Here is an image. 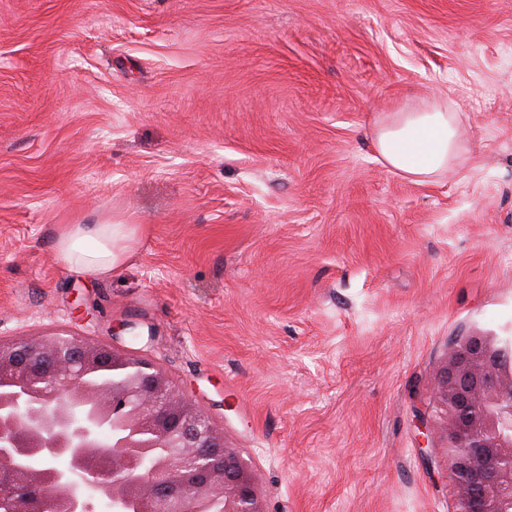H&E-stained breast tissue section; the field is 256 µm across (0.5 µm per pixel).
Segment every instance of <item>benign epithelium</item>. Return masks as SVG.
Segmentation results:
<instances>
[{
  "instance_id": "benign-epithelium-1",
  "label": "benign epithelium",
  "mask_w": 512,
  "mask_h": 512,
  "mask_svg": "<svg viewBox=\"0 0 512 512\" xmlns=\"http://www.w3.org/2000/svg\"><path fill=\"white\" fill-rule=\"evenodd\" d=\"M124 379L110 387L87 376L104 355ZM498 337L451 339L432 404L418 414L421 453L434 469L445 441L453 512H512V374L499 368ZM65 456L63 469L36 459ZM260 475L207 412L153 362L110 342L68 332L0 339V512H265Z\"/></svg>"
}]
</instances>
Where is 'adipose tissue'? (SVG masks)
<instances>
[{
	"label": "adipose tissue",
	"mask_w": 512,
	"mask_h": 512,
	"mask_svg": "<svg viewBox=\"0 0 512 512\" xmlns=\"http://www.w3.org/2000/svg\"><path fill=\"white\" fill-rule=\"evenodd\" d=\"M458 124V113L437 105L397 112L380 126L376 149L391 171L430 184L459 154ZM134 236L130 224H69L56 240V251L65 270L105 277L124 263Z\"/></svg>",
	"instance_id": "1"
}]
</instances>
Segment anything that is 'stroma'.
Segmentation results:
<instances>
[{
	"mask_svg": "<svg viewBox=\"0 0 512 512\" xmlns=\"http://www.w3.org/2000/svg\"><path fill=\"white\" fill-rule=\"evenodd\" d=\"M431 101L463 151L420 185L374 138ZM106 223L124 265L64 271ZM123 320L266 512H452L414 410L512 332V0H0V338ZM134 236L131 224H67L56 251L66 271L105 277L124 263Z\"/></svg>",
	"mask_w": 512,
	"mask_h": 512,
	"instance_id": "obj_1",
	"label": "stroma"
}]
</instances>
